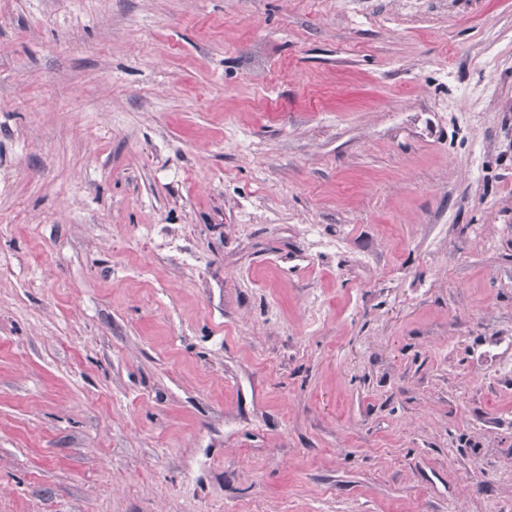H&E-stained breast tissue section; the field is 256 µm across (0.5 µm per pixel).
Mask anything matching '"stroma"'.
<instances>
[{"label":"stroma","instance_id":"stroma-1","mask_svg":"<svg viewBox=\"0 0 512 512\" xmlns=\"http://www.w3.org/2000/svg\"><path fill=\"white\" fill-rule=\"evenodd\" d=\"M0 512H512V0H0Z\"/></svg>","mask_w":512,"mask_h":512}]
</instances>
